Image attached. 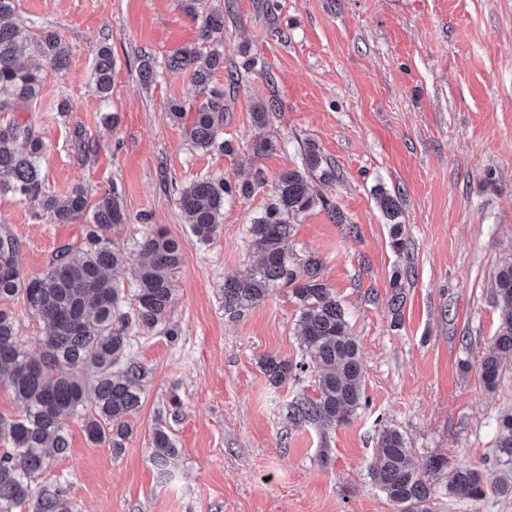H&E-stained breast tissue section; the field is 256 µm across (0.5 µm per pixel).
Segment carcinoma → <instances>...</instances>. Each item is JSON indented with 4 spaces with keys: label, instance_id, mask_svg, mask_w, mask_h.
Wrapping results in <instances>:
<instances>
[{
    "label": "carcinoma",
    "instance_id": "cac0c4a2",
    "mask_svg": "<svg viewBox=\"0 0 512 512\" xmlns=\"http://www.w3.org/2000/svg\"><path fill=\"white\" fill-rule=\"evenodd\" d=\"M185 12L202 18L200 43L184 46L167 57L169 71L189 70L196 86L207 87L214 70L224 66L216 48L202 49L224 30V12L213 7L199 16L203 0H184ZM15 0H0V112H20L41 89L40 68L18 63L20 45L29 28L8 22ZM38 51L57 70L67 66L69 49L51 31L41 36ZM112 49L99 48L93 66L98 93L112 92ZM224 93L216 88L195 109L185 134L194 147L230 153L233 145L224 139ZM43 140L28 125L12 118L0 124V194L23 199L43 197V211L52 224H71L88 208L86 193L75 187L60 201L43 192L40 159ZM336 171L324 162L317 146L309 143L302 153L301 167L282 172L271 190L261 215L249 227L250 242L258 256L257 268L248 277L224 278V311L232 316L264 301L272 288H289L301 302L300 327L304 354L294 365L268 357L263 370L279 384L293 369L313 364L318 372L319 396L292 405V416L303 422L339 426L363 403V368L359 346L349 318L331 289L321 280V261L314 255L296 259L290 251L291 219L315 204L313 181L335 178ZM264 184L262 177L231 182L222 177L194 181L179 195V206L193 235L202 243L219 233L224 203L236 195H249ZM380 208L392 224V248L404 250L399 202L382 187L376 189ZM124 213L117 189L104 191L90 215L86 241L57 249L47 270L25 278L19 268V245L9 234L0 233V300L20 297L29 312L44 324L43 352L31 357L25 351L12 315L0 310V380L18 403L17 416H0V512H18L28 504L33 512H69L67 489L62 484L45 486L39 475L69 448L67 421L79 410L90 408L84 430L93 443L122 450L129 436L128 418L142 403L141 367L128 358L126 330L135 327L152 332L167 323L174 274L183 264L182 249L167 230L155 226L138 245L136 287L131 309L124 310L125 296L107 271L129 263L112 235L123 223ZM500 307L498 331L485 351L479 374L490 390L499 384L506 367L512 365V264L502 265L493 280ZM496 458L512 462V413L497 423ZM378 454L369 474L401 512H428L432 495L429 476L447 467L446 458L430 455L414 460L404 435L384 427L378 437ZM177 449L163 429L154 433L151 459L162 472L175 458ZM452 494L465 498L485 495L483 479L476 469H461L449 484Z\"/></svg>",
    "mask_w": 512,
    "mask_h": 512
}]
</instances>
